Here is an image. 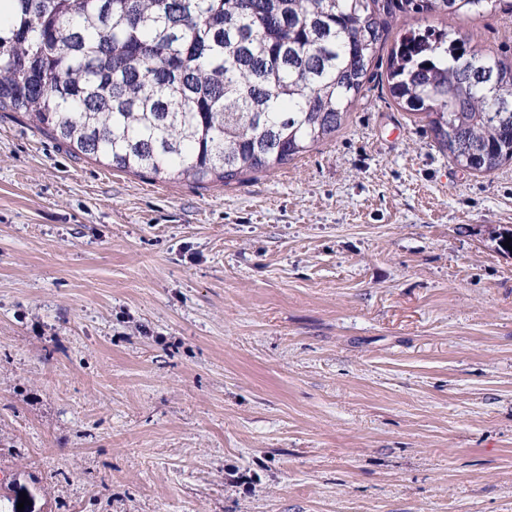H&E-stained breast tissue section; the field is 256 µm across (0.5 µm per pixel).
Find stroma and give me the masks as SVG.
<instances>
[{
	"label": "stroma",
	"instance_id": "stroma-1",
	"mask_svg": "<svg viewBox=\"0 0 512 512\" xmlns=\"http://www.w3.org/2000/svg\"><path fill=\"white\" fill-rule=\"evenodd\" d=\"M506 14L452 22L512 59ZM381 47L332 138L224 186L0 112V488L37 512H512V164Z\"/></svg>",
	"mask_w": 512,
	"mask_h": 512
}]
</instances>
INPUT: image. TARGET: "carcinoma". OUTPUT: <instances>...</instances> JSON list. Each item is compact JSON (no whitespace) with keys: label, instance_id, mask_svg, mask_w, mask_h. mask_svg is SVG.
I'll list each match as a JSON object with an SVG mask.
<instances>
[{"label":"carcinoma","instance_id":"cac0c4a2","mask_svg":"<svg viewBox=\"0 0 512 512\" xmlns=\"http://www.w3.org/2000/svg\"><path fill=\"white\" fill-rule=\"evenodd\" d=\"M0 21V110L76 153L155 178L240 182L329 139L378 49L391 96L477 174L512 163V60L448 21L512 0H13ZM0 512H19V495Z\"/></svg>","mask_w":512,"mask_h":512}]
</instances>
